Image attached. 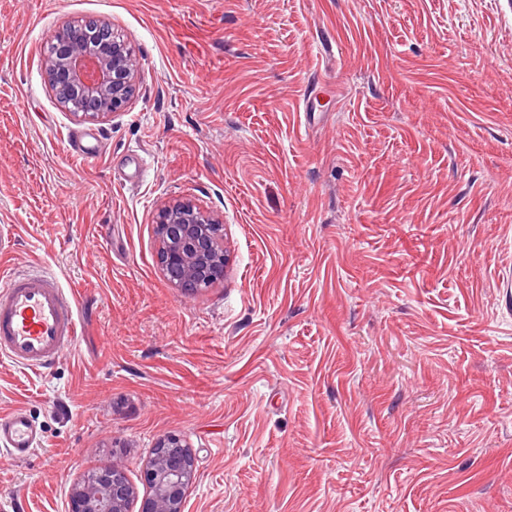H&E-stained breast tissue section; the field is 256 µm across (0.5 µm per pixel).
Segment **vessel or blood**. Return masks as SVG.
Wrapping results in <instances>:
<instances>
[{"label":"vessel or blood","instance_id":"b4317fda","mask_svg":"<svg viewBox=\"0 0 512 512\" xmlns=\"http://www.w3.org/2000/svg\"><path fill=\"white\" fill-rule=\"evenodd\" d=\"M79 325L76 297L48 269L0 275V356L31 370L49 368L75 341ZM36 437L21 410L0 417V449L6 456L27 458Z\"/></svg>","mask_w":512,"mask_h":512}]
</instances>
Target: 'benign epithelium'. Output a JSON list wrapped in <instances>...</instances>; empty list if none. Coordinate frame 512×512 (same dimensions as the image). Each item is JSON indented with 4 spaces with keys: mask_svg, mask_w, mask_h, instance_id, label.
Returning <instances> with one entry per match:
<instances>
[{
    "mask_svg": "<svg viewBox=\"0 0 512 512\" xmlns=\"http://www.w3.org/2000/svg\"><path fill=\"white\" fill-rule=\"evenodd\" d=\"M43 59L47 82L59 105L79 119L118 115L130 102L141 71L140 61L112 25L98 20L80 38L66 27L48 38ZM158 258L166 279L187 293L224 276V225L212 211L189 199L163 205L155 217ZM196 458L177 435L162 437L145 478L150 492L138 512H183L188 488L196 479ZM136 500L124 465L92 471L70 494V512H132Z\"/></svg>",
    "mask_w": 512,
    "mask_h": 512,
    "instance_id": "obj_1",
    "label": "benign epithelium"
}]
</instances>
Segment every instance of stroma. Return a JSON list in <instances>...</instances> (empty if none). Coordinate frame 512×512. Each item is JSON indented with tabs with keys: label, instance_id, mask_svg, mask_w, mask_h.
Segmentation results:
<instances>
[{
	"label": "stroma",
	"instance_id": "1",
	"mask_svg": "<svg viewBox=\"0 0 512 512\" xmlns=\"http://www.w3.org/2000/svg\"><path fill=\"white\" fill-rule=\"evenodd\" d=\"M81 18L140 61L117 117L45 80ZM178 197L224 222L193 295L158 260ZM1 224L0 272L82 311L51 368L0 357L38 435L0 512H68L115 461L146 496L169 434L184 512H512V0H0Z\"/></svg>",
	"mask_w": 512,
	"mask_h": 512
}]
</instances>
